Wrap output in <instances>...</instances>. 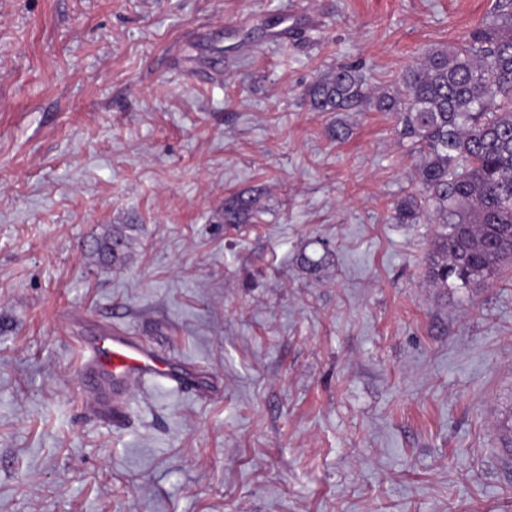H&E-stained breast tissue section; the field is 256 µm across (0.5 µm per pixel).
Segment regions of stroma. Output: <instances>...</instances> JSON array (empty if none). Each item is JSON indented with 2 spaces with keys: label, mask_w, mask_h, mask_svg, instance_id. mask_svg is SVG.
Segmentation results:
<instances>
[{
  "label": "stroma",
  "mask_w": 512,
  "mask_h": 512,
  "mask_svg": "<svg viewBox=\"0 0 512 512\" xmlns=\"http://www.w3.org/2000/svg\"><path fill=\"white\" fill-rule=\"evenodd\" d=\"M495 4L0 0V512H512V264L431 287L393 120L302 95L387 86ZM110 327L217 392L98 416L74 339ZM255 199L243 194L224 200V221L228 224L246 223L253 217ZM129 238L121 232H113L112 235L102 239L99 250L110 258L113 263L121 264L125 260Z\"/></svg>",
  "instance_id": "1"
}]
</instances>
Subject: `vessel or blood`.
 Segmentation results:
<instances>
[{
  "label": "vessel or blood",
  "instance_id": "obj_1",
  "mask_svg": "<svg viewBox=\"0 0 512 512\" xmlns=\"http://www.w3.org/2000/svg\"><path fill=\"white\" fill-rule=\"evenodd\" d=\"M80 370L91 381L90 394L102 412L119 414L120 400L133 388L165 383L169 390L199 397L211 394L213 383L194 366L168 358L142 339L123 331L79 338Z\"/></svg>",
  "mask_w": 512,
  "mask_h": 512
}]
</instances>
